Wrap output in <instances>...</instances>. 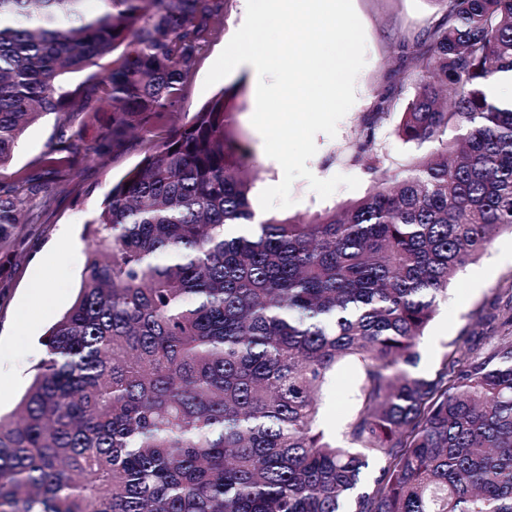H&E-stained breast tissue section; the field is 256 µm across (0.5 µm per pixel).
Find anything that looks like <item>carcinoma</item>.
<instances>
[{"label": "carcinoma", "mask_w": 512, "mask_h": 512, "mask_svg": "<svg viewBox=\"0 0 512 512\" xmlns=\"http://www.w3.org/2000/svg\"><path fill=\"white\" fill-rule=\"evenodd\" d=\"M85 2L0 0V169L47 113L74 128L41 159L61 182L91 125L100 155L147 148L91 213L78 297L0 416V512H512V306L487 351L410 371L457 270L512 233V105L492 93L512 0H433L396 47L359 151L378 173L398 112L426 155L339 210L261 220L238 87L175 117L226 0ZM36 198L28 174L0 191V243ZM347 359L344 448L317 422Z\"/></svg>", "instance_id": "1"}]
</instances>
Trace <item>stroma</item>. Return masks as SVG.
Wrapping results in <instances>:
<instances>
[{"instance_id":"obj_1","label":"stroma","mask_w":512,"mask_h":512,"mask_svg":"<svg viewBox=\"0 0 512 512\" xmlns=\"http://www.w3.org/2000/svg\"><path fill=\"white\" fill-rule=\"evenodd\" d=\"M353 5L366 38V64L355 81L356 100L340 120L336 136L316 135L317 152L308 166L318 178L349 175L357 177L360 185L354 190L339 188L322 199L306 180H295L291 187L294 203L286 210L290 216L338 208L370 191L373 176L366 156L357 149L363 118L370 112L377 92L395 78L396 44L421 33L438 12L433 0H353ZM243 22L242 0H227L176 107L180 119H189L219 92V85L205 86V77ZM227 80L244 84L235 119L242 142L258 163L255 188L260 191L277 185L283 178L282 168L265 154L263 139L251 123L256 93L253 76L246 68L238 67ZM396 124V119L387 120L375 144L380 169L389 175L404 172L418 155L396 136ZM68 136V130L53 114L30 125L10 164L0 170V185L13 183L17 172L35 170L37 160ZM95 137V131L86 132L68 183L56 192L50 207L34 212L13 240L0 245V375L15 380L9 398L0 402L1 414L15 409L31 382L33 367L43 356L41 337L75 300L87 260L88 245L83 238L86 221L113 180L133 167L145 149L144 143L130 139L117 146L113 154L100 157L92 151ZM64 232L73 250L62 255L54 247ZM511 249L512 234L501 233L485 254L459 269L420 341L415 373L431 375L444 358L464 356L471 345L483 350L493 343L494 333L487 319L498 307L512 301V264L499 262L498 255ZM476 269L487 270L488 275L483 285L474 289L470 273ZM360 377L358 367L345 362L337 366L324 388L318 427L326 439L343 442Z\"/></svg>"}]
</instances>
